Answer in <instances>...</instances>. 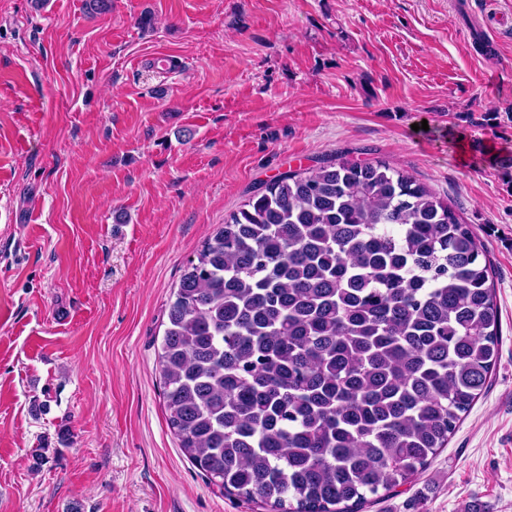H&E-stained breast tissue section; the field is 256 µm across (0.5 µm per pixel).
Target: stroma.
<instances>
[{"label": "stroma", "mask_w": 512, "mask_h": 512, "mask_svg": "<svg viewBox=\"0 0 512 512\" xmlns=\"http://www.w3.org/2000/svg\"><path fill=\"white\" fill-rule=\"evenodd\" d=\"M337 155L447 197L500 314L447 448L362 512H512V0H0V512H264L180 450L158 350L225 217Z\"/></svg>", "instance_id": "35a3bbf8"}]
</instances>
